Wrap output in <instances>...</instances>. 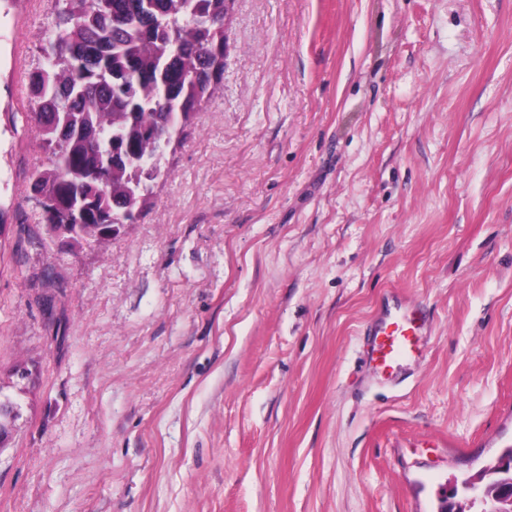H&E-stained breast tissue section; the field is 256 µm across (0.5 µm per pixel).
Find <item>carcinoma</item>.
<instances>
[{"label": "carcinoma", "instance_id": "cac0c4a2", "mask_svg": "<svg viewBox=\"0 0 512 512\" xmlns=\"http://www.w3.org/2000/svg\"><path fill=\"white\" fill-rule=\"evenodd\" d=\"M225 0H66L28 75L47 150L31 192L54 201L49 233L77 253L135 224L159 166L157 134L179 137L224 78Z\"/></svg>", "mask_w": 512, "mask_h": 512}]
</instances>
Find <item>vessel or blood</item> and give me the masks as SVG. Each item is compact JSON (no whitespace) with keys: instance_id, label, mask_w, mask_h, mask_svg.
Returning <instances> with one entry per match:
<instances>
[{"instance_id":"vessel-or-blood-1","label":"vessel or blood","mask_w":512,"mask_h":512,"mask_svg":"<svg viewBox=\"0 0 512 512\" xmlns=\"http://www.w3.org/2000/svg\"><path fill=\"white\" fill-rule=\"evenodd\" d=\"M423 323V318L414 308L396 312L384 319L375 333L372 360L389 368L408 356L415 346L414 338Z\"/></svg>"}]
</instances>
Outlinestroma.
<instances>
[{
	"label": "stroma",
	"instance_id": "1",
	"mask_svg": "<svg viewBox=\"0 0 512 512\" xmlns=\"http://www.w3.org/2000/svg\"><path fill=\"white\" fill-rule=\"evenodd\" d=\"M55 21L0 0V512H439L512 448V0H233L152 205L75 255L30 192ZM424 322L415 308L396 312L384 319L374 335L372 360L381 367L390 368L408 356L415 346L414 336Z\"/></svg>",
	"mask_w": 512,
	"mask_h": 512
}]
</instances>
